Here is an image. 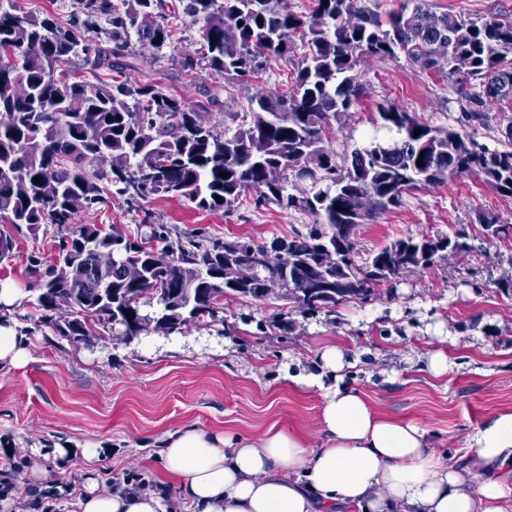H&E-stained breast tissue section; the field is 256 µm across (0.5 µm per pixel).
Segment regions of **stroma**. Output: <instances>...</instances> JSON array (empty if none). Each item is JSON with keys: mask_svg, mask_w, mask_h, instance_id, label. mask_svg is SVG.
<instances>
[{"mask_svg": "<svg viewBox=\"0 0 512 512\" xmlns=\"http://www.w3.org/2000/svg\"><path fill=\"white\" fill-rule=\"evenodd\" d=\"M431 11L512 21V0H427ZM198 37L189 19L173 21V40L155 57L139 59L123 74L132 83L149 81L166 94L192 101L217 85L208 69L187 75L177 60ZM368 95L354 124L337 131V141L359 140L389 102L419 121L453 127L477 143L500 148L512 125V97L484 105L486 118L465 119L474 80L451 81L420 72L406 60L363 66ZM506 225L487 237L482 218ZM77 223L118 227L137 239L151 225L174 235L205 234L266 243L305 231L311 216L297 209L255 207L243 196L215 213L184 199L157 197L138 208L105 194L96 208L78 213ZM465 232L469 251L428 269L405 271L377 288L366 302L337 306L334 315L301 316L286 301L228 297L223 320L190 326L165 337L127 341L109 335L85 343L56 336L35 307L30 256L50 261L63 231L49 226L16 232V255L0 264V279L21 290L13 316L30 339L21 364L0 365V469L13 452L28 457L12 474L9 494L0 493V512H32L33 490L57 491L54 512H77L88 481L123 484L125 468H143L157 483L166 476L157 455L163 436L184 426L204 432L253 436L271 425L303 433L323 444L321 391L296 386L287 366L313 370L318 353L333 344L357 365L345 369L346 384L361 389L377 413L411 421L427 432L429 445L449 462L462 461L471 434L492 415L512 412V293L497 286L512 271V198L473 177L449 179L437 187L408 192L401 207L361 225L360 258L407 236H455ZM290 321V331L277 328ZM448 355L443 377L428 370L435 349ZM67 447L58 456L56 447ZM95 459H87V449Z\"/></svg>", "mask_w": 512, "mask_h": 512, "instance_id": "stroma-1", "label": "stroma"}]
</instances>
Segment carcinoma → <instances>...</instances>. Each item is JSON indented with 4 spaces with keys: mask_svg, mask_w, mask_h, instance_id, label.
<instances>
[{
    "mask_svg": "<svg viewBox=\"0 0 512 512\" xmlns=\"http://www.w3.org/2000/svg\"><path fill=\"white\" fill-rule=\"evenodd\" d=\"M413 2L384 21L367 0H316L309 14L290 10L288 0H182L200 38L199 49L180 55L185 73L204 65L217 78L248 82L303 49L291 90L255 91L248 118L229 135L205 119L220 105L217 88L186 103L151 82L114 86L73 74L134 68V43L162 51L171 32L165 0H77L71 29L20 0H0V220L17 230H69L52 264L29 260L42 322L73 343L101 328L167 336L219 320L228 296L263 301L278 289L302 316L331 314L406 270L467 251L461 235L409 236L355 260L358 227L401 206L413 189L472 176L512 197V148L490 149L394 105L379 112L387 136L333 148L334 125H346L366 94V61L403 56L423 72L481 79L470 100L477 107L512 95V22L439 16L426 0ZM89 19L108 25L112 46L75 35ZM108 186L134 206L161 196L202 211L252 191L257 206L301 209L314 221L268 245L174 240L165 224L131 241L115 228L75 224ZM15 248L0 229V261ZM254 250L265 260L254 261Z\"/></svg>",
    "mask_w": 512,
    "mask_h": 512,
    "instance_id": "obj_1",
    "label": "carcinoma"
}]
</instances>
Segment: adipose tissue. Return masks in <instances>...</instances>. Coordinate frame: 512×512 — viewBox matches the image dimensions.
Masks as SVG:
<instances>
[{
	"mask_svg": "<svg viewBox=\"0 0 512 512\" xmlns=\"http://www.w3.org/2000/svg\"><path fill=\"white\" fill-rule=\"evenodd\" d=\"M20 297L0 282V363L27 354L9 310ZM344 353L326 346L317 372L288 374V381L322 389L314 448L299 434L277 427L251 437L209 434L186 427L167 434L160 461L179 500L191 512H506L512 495V412L489 418L468 440L464 466L448 464L430 449L417 424L373 411L355 387L336 381ZM158 490L110 492L88 486L80 512H173Z\"/></svg>",
	"mask_w": 512,
	"mask_h": 512,
	"instance_id": "obj_1",
	"label": "adipose tissue"
}]
</instances>
